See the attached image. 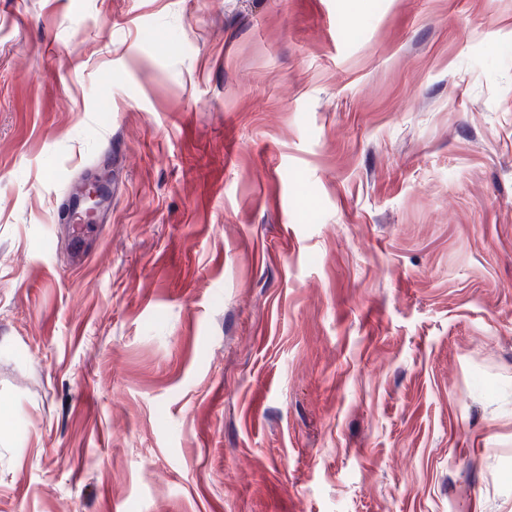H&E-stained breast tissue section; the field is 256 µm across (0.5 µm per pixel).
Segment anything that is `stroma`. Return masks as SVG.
<instances>
[{
    "instance_id": "stroma-1",
    "label": "stroma",
    "mask_w": 512,
    "mask_h": 512,
    "mask_svg": "<svg viewBox=\"0 0 512 512\" xmlns=\"http://www.w3.org/2000/svg\"><path fill=\"white\" fill-rule=\"evenodd\" d=\"M0 403V512H512V0H0ZM83 203L85 211L92 216L98 214L104 204L103 187L98 180H89L84 185Z\"/></svg>"
}]
</instances>
